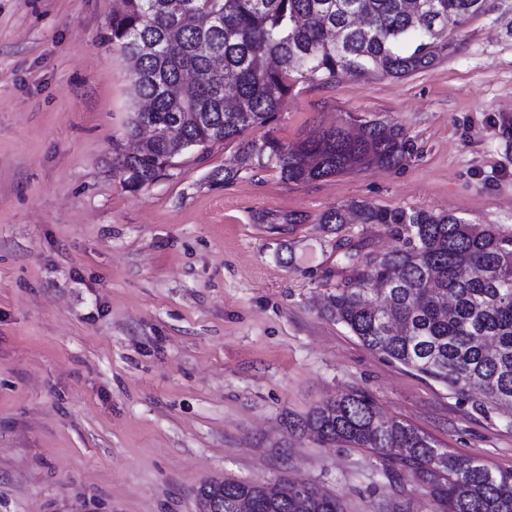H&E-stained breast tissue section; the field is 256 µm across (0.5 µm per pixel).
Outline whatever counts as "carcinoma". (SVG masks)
Masks as SVG:
<instances>
[{"instance_id": "1", "label": "carcinoma", "mask_w": 512, "mask_h": 512, "mask_svg": "<svg viewBox=\"0 0 512 512\" xmlns=\"http://www.w3.org/2000/svg\"><path fill=\"white\" fill-rule=\"evenodd\" d=\"M110 39L130 64L141 106L127 126L157 131L137 155L115 151L131 191L166 175L175 159L237 141L242 162L307 183L373 166L397 168L417 148L402 128L366 119L360 132L336 127L294 146L245 139L270 124L300 82L332 84L372 73L402 78L449 49L448 18L486 14L495 0H121ZM362 224H381L399 246L375 256L340 253L354 275L325 299L322 314L367 348L464 395L512 406V233L454 214L354 205ZM306 217L258 215L282 234ZM318 223H348L340 207ZM289 426L320 442L366 448L412 471L439 512H512V470L461 457L396 417L364 391L314 406ZM207 512H343L339 501L300 480L275 484L211 479L197 489Z\"/></svg>"}]
</instances>
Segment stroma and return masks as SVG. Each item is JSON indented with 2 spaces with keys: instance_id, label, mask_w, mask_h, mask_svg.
I'll return each mask as SVG.
<instances>
[{
  "instance_id": "35a3bbf8",
  "label": "stroma",
  "mask_w": 512,
  "mask_h": 512,
  "mask_svg": "<svg viewBox=\"0 0 512 512\" xmlns=\"http://www.w3.org/2000/svg\"><path fill=\"white\" fill-rule=\"evenodd\" d=\"M117 0H0V512H198L212 478L305 481L344 512H435L412 472L288 422L363 390L387 416L512 470V410L369 350L320 313L350 271L334 244L387 228L318 217L364 201L512 229V0L449 24L452 46L396 79L298 84L247 137L294 145L356 116L418 153L305 184L182 155L130 192L113 165L134 110ZM297 212L269 233L254 215Z\"/></svg>"
}]
</instances>
